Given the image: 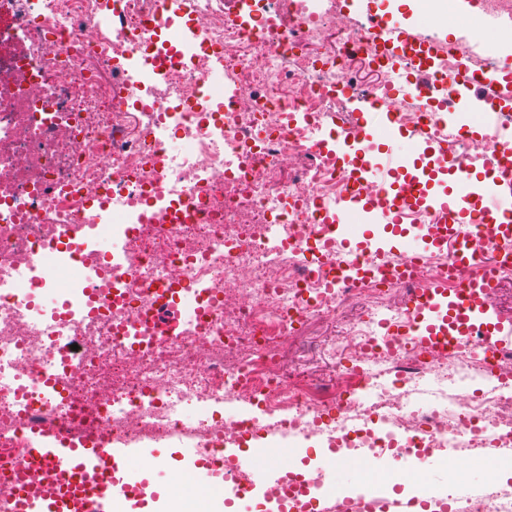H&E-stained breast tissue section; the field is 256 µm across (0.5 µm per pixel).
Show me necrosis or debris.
Instances as JSON below:
<instances>
[{
    "label": "necrosis or debris",
    "instance_id": "4bbe7bcc",
    "mask_svg": "<svg viewBox=\"0 0 512 512\" xmlns=\"http://www.w3.org/2000/svg\"><path fill=\"white\" fill-rule=\"evenodd\" d=\"M0 24V486L42 430L102 445L192 440L201 459L269 432L326 438L360 468L424 462L447 449L512 448V346L452 330L442 355L413 334V301L447 280L443 249L376 257L329 232L343 199H415L329 149L337 91L360 58L367 90L398 130L447 146L452 168L494 172L512 142L491 127L460 137L436 120L465 73L496 59L457 39L439 46L437 91L396 88L425 59L385 64L339 0H249L244 19L215 0H6ZM337 49H329L330 37ZM223 83L214 96L212 87ZM190 144L182 154L172 141ZM286 182H279L280 174ZM111 221L125 265L99 242ZM493 282L512 281V237L448 225ZM73 272L58 284L46 262ZM365 267L363 277L348 273ZM57 290L60 303L41 304ZM407 292L410 306L393 303ZM359 321L328 345L333 377L312 381L281 353L309 321ZM80 352H73L72 344ZM435 386L425 389L427 378ZM235 399L250 413L225 415ZM195 407V424L180 413ZM325 471L285 473L270 498L305 507ZM450 512H512V486L449 497Z\"/></svg>",
    "mask_w": 512,
    "mask_h": 512
}]
</instances>
